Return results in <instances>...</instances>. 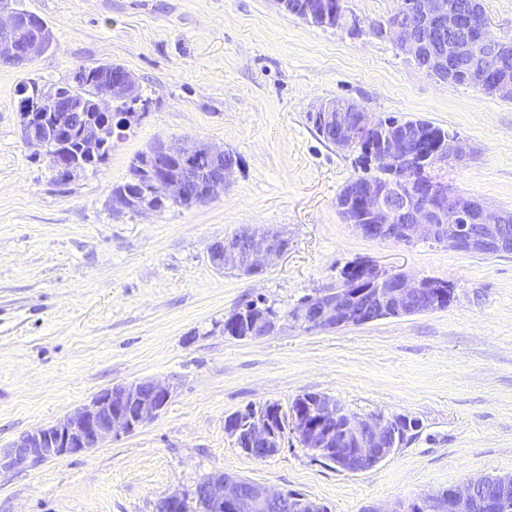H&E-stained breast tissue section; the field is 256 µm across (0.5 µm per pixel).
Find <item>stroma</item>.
Wrapping results in <instances>:
<instances>
[{"instance_id":"stroma-1","label":"stroma","mask_w":512,"mask_h":512,"mask_svg":"<svg viewBox=\"0 0 512 512\" xmlns=\"http://www.w3.org/2000/svg\"><path fill=\"white\" fill-rule=\"evenodd\" d=\"M54 34L28 68L0 65V448L101 390L170 382L164 410L91 453L0 470V512H157L216 470L299 492L329 512L392 507L484 475H512V254L365 239L336 207L362 173L309 113L348 99L377 117L425 119L471 147L438 176L512 211V102L420 71L372 34L395 0H347L360 35L320 28L275 0H22ZM138 77L145 115L97 168L59 179L24 140L16 86H50L82 64ZM195 138L237 158L219 198L147 213L113 210L114 185L154 140ZM278 228L286 254L254 277L216 269L214 241ZM360 260L450 282L447 309L361 326L286 324L251 341L224 334L244 300L286 311ZM314 391L348 410L419 420L374 470L345 474L287 448L256 460L227 416Z\"/></svg>"}]
</instances>
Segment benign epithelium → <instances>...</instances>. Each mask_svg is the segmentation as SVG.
Masks as SVG:
<instances>
[{
  "label": "benign epithelium",
  "instance_id": "benign-epithelium-1",
  "mask_svg": "<svg viewBox=\"0 0 512 512\" xmlns=\"http://www.w3.org/2000/svg\"><path fill=\"white\" fill-rule=\"evenodd\" d=\"M286 12L308 22L331 11L330 0H278ZM40 17L21 15L11 0H0V30L10 31L20 25H35ZM377 36L390 38L417 66L443 81L456 76L453 53L468 58L461 71L463 81L473 87L489 89L500 97L512 96V83L505 71L509 45L499 44L489 35V23L480 0H464L454 8L446 0H401V5L385 20L372 25ZM466 35L461 49L456 36ZM49 37L42 35L24 45L19 53H8L0 62L25 67L42 57ZM448 41V56L437 53L436 45ZM140 97L136 75L121 65L112 68V82L97 96L101 112L112 111L117 101ZM66 108L59 92L48 89L24 104L20 110L22 130L27 143L38 146L46 138L54 141L53 168L59 176L69 177L77 166L67 153L68 126H38L36 115L50 116ZM336 147L347 150L351 134L374 135L379 144L369 151L378 169L392 171L398 177L366 179L348 185L337 197L340 211L353 205L362 211L353 229L361 237L397 244L416 241L434 242L456 251L495 256L512 253L508 233L512 212L494 209L476 197H461L448 186H432L411 173L414 157L412 141L394 134L379 119L354 100L329 101L315 109ZM112 129L107 125L83 124L81 146L90 156L100 155ZM468 145L458 138L442 140L430 160L464 162ZM140 165L148 176L160 183L170 201L198 205L224 193L234 167L231 153L196 139L178 143L157 139L143 152ZM138 207L141 212L152 207L140 204L132 195L112 196V208L123 211ZM247 241L243 253L244 275L251 276L275 263L288 249V240L273 242L265 228H246L235 236L214 242L210 261L218 269L224 259L238 255L240 241ZM366 288L336 285L304 298L290 313L288 321L307 330L338 329L383 319L390 314L433 312L449 306L456 299L455 289L444 280L411 278L407 274L382 268L373 263L357 267ZM283 319L273 314L254 318L243 340L270 336L281 329ZM170 384L155 380H135L98 392L90 403L52 424L27 431L8 448L0 450V469L28 471L47 461L85 454L100 448L110 438L130 434L155 419L171 399ZM292 407L291 430L284 434L275 429L266 412H253L240 426L225 421V430L233 438L244 434L249 447L243 452L255 459L278 454L286 444L296 442L316 457L329 455L336 469L347 474L366 472L387 458L394 448L396 426L384 413L358 416L335 397L321 392H303ZM512 499V476L483 477L468 480L425 496L415 504L414 512H505ZM264 512L280 506L289 512H324L321 502L304 496L275 491L257 482H245L222 471H214L197 484L190 494L174 492L163 497L158 512Z\"/></svg>",
  "mask_w": 512,
  "mask_h": 512
}]
</instances>
